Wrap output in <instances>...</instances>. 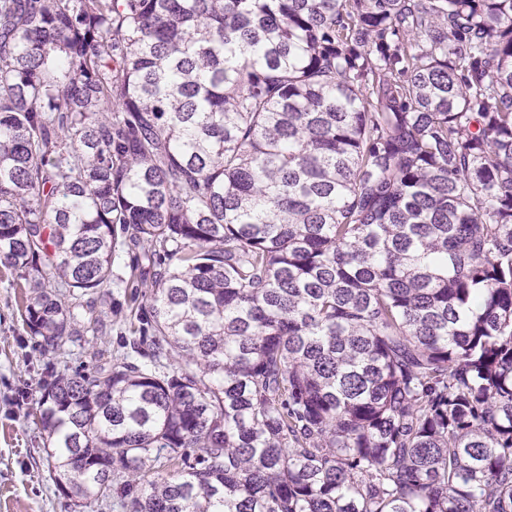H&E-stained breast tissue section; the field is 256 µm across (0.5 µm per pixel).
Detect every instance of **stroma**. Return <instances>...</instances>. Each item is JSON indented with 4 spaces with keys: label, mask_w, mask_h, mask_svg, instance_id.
Returning <instances> with one entry per match:
<instances>
[{
    "label": "stroma",
    "mask_w": 512,
    "mask_h": 512,
    "mask_svg": "<svg viewBox=\"0 0 512 512\" xmlns=\"http://www.w3.org/2000/svg\"><path fill=\"white\" fill-rule=\"evenodd\" d=\"M141 253L139 247L123 246L112 267L116 284L95 304L98 333L66 344L61 356L43 352L23 327L20 291L10 271L0 268V512H74L72 501L54 481L32 398L41 382L64 367L93 370L122 352L128 329L114 311L127 308L131 292H149L153 282V270L146 266L138 277L130 275L132 260Z\"/></svg>",
    "instance_id": "obj_1"
}]
</instances>
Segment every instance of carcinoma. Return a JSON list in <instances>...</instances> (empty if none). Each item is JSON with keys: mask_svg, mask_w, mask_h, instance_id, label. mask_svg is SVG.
Returning <instances> with one entry per match:
<instances>
[{"mask_svg": "<svg viewBox=\"0 0 512 512\" xmlns=\"http://www.w3.org/2000/svg\"><path fill=\"white\" fill-rule=\"evenodd\" d=\"M86 512H512V0H0V265Z\"/></svg>", "mask_w": 512, "mask_h": 512, "instance_id": "obj_1", "label": "carcinoma"}]
</instances>
